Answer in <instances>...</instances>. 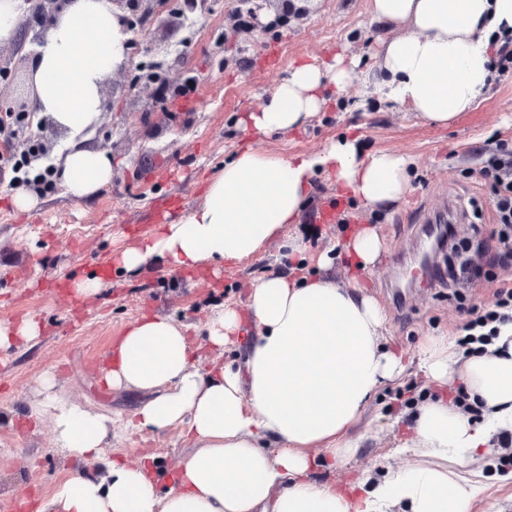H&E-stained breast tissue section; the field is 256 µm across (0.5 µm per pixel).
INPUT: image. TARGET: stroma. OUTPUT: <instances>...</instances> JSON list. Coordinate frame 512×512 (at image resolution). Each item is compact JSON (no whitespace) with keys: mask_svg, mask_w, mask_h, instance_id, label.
<instances>
[{"mask_svg":"<svg viewBox=\"0 0 512 512\" xmlns=\"http://www.w3.org/2000/svg\"><path fill=\"white\" fill-rule=\"evenodd\" d=\"M237 5L238 0H210L208 10L194 13L192 32L173 30L157 19L138 34L139 53L103 83L108 109L89 143L111 154L112 182L93 199L75 201L55 182L40 189L36 208L22 212L12 204V171L0 173V324L32 317L41 325L35 340L0 349V512L20 498L32 506L49 500L74 469L102 474L115 458L136 464L151 456L165 468H177L191 453L190 443L175 428H126L140 397L108 387L97 360L131 322L155 314L185 326L198 366L233 360V352L207 345L205 323L215 305L244 307L248 288L258 278L294 268L298 259L282 247V237L299 239L307 256L330 253L337 278L358 277L365 294L379 302L390 346L407 365L398 381L375 391L352 430L357 451L336 465L312 470V478L323 484L343 489L413 463L412 455L397 451L413 435L409 415L440 392L417 367L419 343L427 337L456 340L468 309L495 302V281L506 273L488 265L480 245L493 227V213L476 171L486 144L512 141V78L493 80L474 110L445 125L423 120L409 106L382 102L369 81L348 87L304 128L246 134L238 119L258 109L297 63L342 53L357 57L370 77L381 40L396 32L373 18L371 0H292L297 19L247 41L230 29L229 14ZM37 33V27L28 26L21 47L0 42V57L10 61L0 77V115L31 95L29 66ZM219 37L224 40L220 50L214 46ZM164 47L183 57L170 72L174 86L188 88L179 110L157 106L152 88L134 84L138 65L153 61V49ZM271 52L279 58L273 67L266 64ZM346 135L358 136L364 152L386 150L413 158L406 200L373 213L337 195L331 178L322 176L297 223L284 225L281 238L255 256L224 264L219 274L172 272L151 261L140 271L112 276L95 300L67 308L54 296L56 287L114 262L124 248L156 229L158 211L174 221L200 205L208 177L237 151L250 146L270 155H314ZM444 193L478 199L481 229L457 225L450 246L436 250L433 261L444 268L453 251L467 253L482 281L457 291L418 283L398 294L381 292V285L391 287L399 276L389 265L390 254L409 260L416 255L423 237L419 206L437 208ZM332 206L338 214L328 224L323 211ZM365 226L376 228L384 247L372 267L359 271L345 264L344 244ZM49 373L55 386L47 392L41 381ZM50 395L111 419L113 435L99 459L77 463L57 447L50 418L31 419L32 404ZM511 440L504 433L493 436L481 462L486 487L475 512H512V486L496 480Z\"/></svg>","mask_w":512,"mask_h":512,"instance_id":"35a3bbf8","label":"stroma"}]
</instances>
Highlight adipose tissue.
I'll use <instances>...</instances> for the list:
<instances>
[{"instance_id":"adipose-tissue-1","label":"adipose tissue","mask_w":512,"mask_h":512,"mask_svg":"<svg viewBox=\"0 0 512 512\" xmlns=\"http://www.w3.org/2000/svg\"><path fill=\"white\" fill-rule=\"evenodd\" d=\"M386 27L410 34L382 41L377 85L384 101L409 105L445 125L477 105L492 79L493 46L512 33V0H371ZM126 33L112 0H69L48 27L30 66L32 102L65 130L70 142L55 177L74 200L94 198L112 181V158L86 142L104 107L102 83L125 60ZM355 60L298 64L257 111L240 118L261 135L282 134L321 112L331 92L359 81ZM411 163L389 151L363 154L357 137L318 155L271 156L246 148L207 180L203 202L162 224L117 257L138 271L152 257L169 271L242 261L296 223L324 174L370 209H385L408 192ZM311 271L276 272L251 284L245 309L215 308L207 342L232 345L234 361L196 366L186 329L167 317L130 323L114 346L108 386L147 400L128 425L179 429L195 445L177 471L108 463L106 475L80 470L41 512H474L478 471L491 436L512 431V324L481 352L424 338L419 368L438 386L462 381L481 405L472 421L441 398L413 415L414 437L403 443L413 464L358 489L339 490L310 476L315 448L332 458L354 454L349 434L374 391L399 379L401 355L384 339L385 316L357 278L336 282L326 256ZM33 416H50L56 444L77 460L98 458L109 435L104 416L50 400ZM277 453H269L268 444Z\"/></svg>"}]
</instances>
